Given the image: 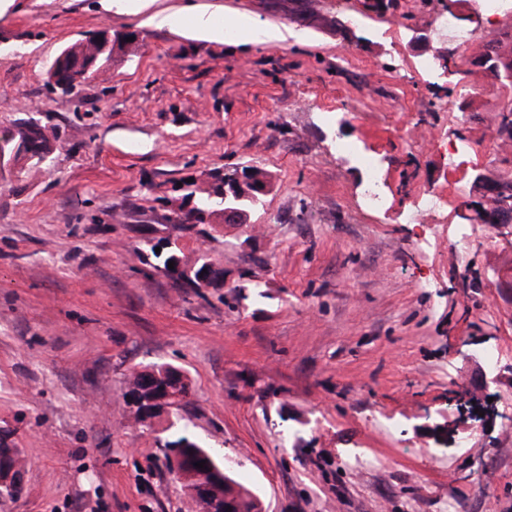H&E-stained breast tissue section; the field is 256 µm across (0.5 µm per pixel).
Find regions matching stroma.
Segmentation results:
<instances>
[{
  "mask_svg": "<svg viewBox=\"0 0 512 512\" xmlns=\"http://www.w3.org/2000/svg\"><path fill=\"white\" fill-rule=\"evenodd\" d=\"M362 3L158 0L302 34L277 44L102 0L0 9V133L36 118L54 144L0 171V438L25 462L0 512H198L164 459L181 433L234 458L262 512H512V225L482 220L512 178L496 135L512 92L471 64L512 16L480 12L453 49L448 0ZM105 29L138 41L53 93L59 51ZM448 49L456 69H419ZM346 143L379 161V209ZM241 166L268 182L244 223L176 222L187 190ZM429 191L443 207L406 223ZM153 243L223 287L176 283ZM163 364L192 398L136 422L128 382ZM438 31L440 35H450L460 45H468L477 39L476 31L460 27L451 16H443L439 22Z\"/></svg>",
  "mask_w": 512,
  "mask_h": 512,
  "instance_id": "stroma-1",
  "label": "stroma"
}]
</instances>
